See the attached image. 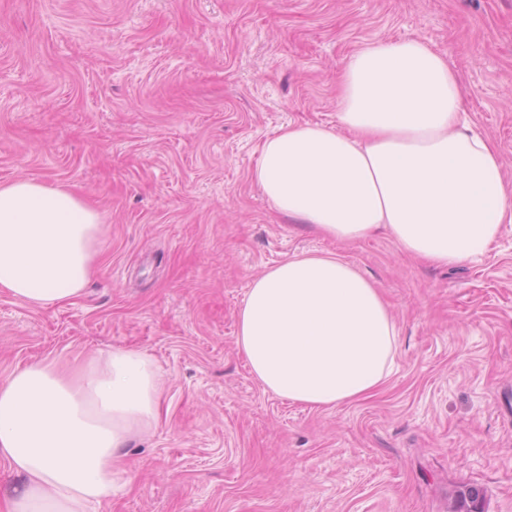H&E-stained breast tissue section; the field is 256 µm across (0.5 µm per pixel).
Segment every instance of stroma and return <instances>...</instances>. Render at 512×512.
<instances>
[{"label": "stroma", "mask_w": 512, "mask_h": 512, "mask_svg": "<svg viewBox=\"0 0 512 512\" xmlns=\"http://www.w3.org/2000/svg\"><path fill=\"white\" fill-rule=\"evenodd\" d=\"M444 55L512 182V0H0V182L63 184L110 226L74 302L0 293V374L112 347L164 375L154 433L99 512H512V226L437 268L277 213L253 172L280 127L335 124L337 78L379 40ZM342 257L390 305L392 376L313 408L266 391L237 345L253 279Z\"/></svg>", "instance_id": "obj_1"}]
</instances>
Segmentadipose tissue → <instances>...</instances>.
Here are the masks:
<instances>
[{
	"mask_svg": "<svg viewBox=\"0 0 512 512\" xmlns=\"http://www.w3.org/2000/svg\"><path fill=\"white\" fill-rule=\"evenodd\" d=\"M336 118L262 144L253 179L279 213L343 243L386 232L438 267L491 256L512 224V187L445 57L412 38L365 44L341 72ZM108 233L65 187L0 183V291L37 309L81 297ZM237 343L265 390L334 408L381 388L398 335L349 262L295 256L251 283ZM162 390L151 357L130 347L0 375V461L15 476L0 512H97L124 487L131 438L153 433Z\"/></svg>",
	"mask_w": 512,
	"mask_h": 512,
	"instance_id": "adipose-tissue-1",
	"label": "adipose tissue"
}]
</instances>
